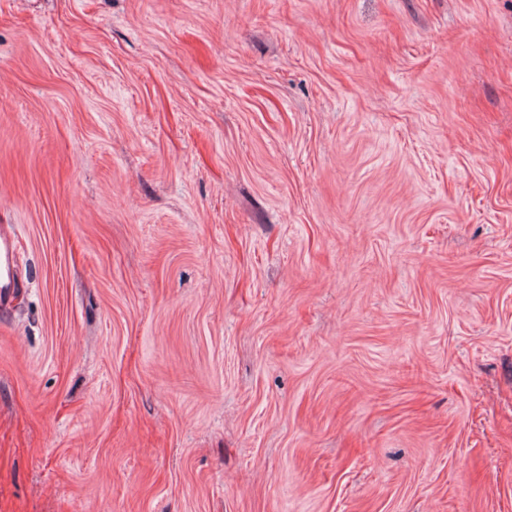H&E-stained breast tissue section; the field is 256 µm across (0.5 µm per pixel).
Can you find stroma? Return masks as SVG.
Instances as JSON below:
<instances>
[{"label": "stroma", "mask_w": 512, "mask_h": 512, "mask_svg": "<svg viewBox=\"0 0 512 512\" xmlns=\"http://www.w3.org/2000/svg\"><path fill=\"white\" fill-rule=\"evenodd\" d=\"M0 512H512V0H0ZM15 240L7 235L0 238V302L3 305L15 286L14 261Z\"/></svg>", "instance_id": "1"}]
</instances>
